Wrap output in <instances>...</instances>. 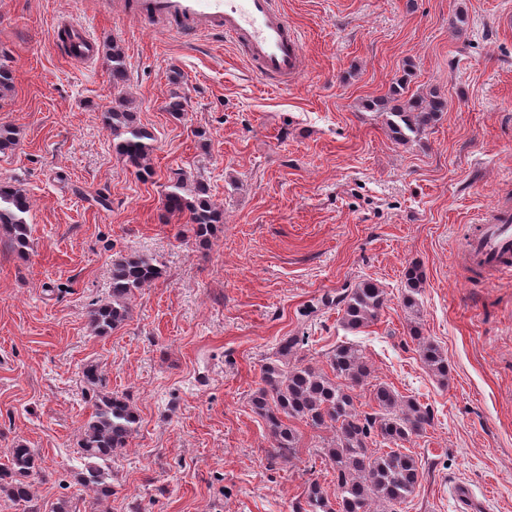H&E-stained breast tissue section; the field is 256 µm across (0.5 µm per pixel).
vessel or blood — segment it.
<instances>
[{
	"label": "vessel or blood",
	"instance_id": "obj_1",
	"mask_svg": "<svg viewBox=\"0 0 512 512\" xmlns=\"http://www.w3.org/2000/svg\"><path fill=\"white\" fill-rule=\"evenodd\" d=\"M148 16L191 23L213 30L240 47L250 67L270 86L285 89L303 70L302 38L277 0H147ZM57 43L67 58L93 62L96 45L86 30L69 21L57 29ZM473 265L512 271V208L502 207L479 219L468 244Z\"/></svg>",
	"mask_w": 512,
	"mask_h": 512
}]
</instances>
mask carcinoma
<instances>
[{
	"instance_id": "cac0c4a2",
	"label": "carcinoma",
	"mask_w": 512,
	"mask_h": 512,
	"mask_svg": "<svg viewBox=\"0 0 512 512\" xmlns=\"http://www.w3.org/2000/svg\"><path fill=\"white\" fill-rule=\"evenodd\" d=\"M109 58L112 84H125L127 67L118 44H112ZM404 91L401 80L392 86L389 99L396 105L389 109L387 122L392 140L401 145L421 137L447 111V101L435 92L407 98ZM101 120L112 135L114 151L125 164L141 178H151L154 134L121 107L106 110ZM164 207L167 213L186 218L189 232L200 241L207 240L214 226L224 221L223 211L210 201L201 179L185 172L176 173L166 186ZM28 210L25 191L1 182L0 232L20 254L29 248ZM161 274L158 263L145 255H122L113 260L108 298L93 303L88 314L96 335H106L120 326L129 314L128 300ZM422 284L421 271L409 268L403 306L415 317L420 315L417 295ZM386 305L385 291L371 279H364L336 296L339 323L348 332L369 326ZM410 335L417 341L420 360L435 375L446 378V352L421 336L417 325L410 328ZM304 342L303 336H287L280 341L275 358L262 368L260 386L250 402L252 411L265 422L281 450L292 452L298 447L293 420L316 429L331 427L336 431V438L320 449L336 469V501H331L320 485L312 482L306 491L305 512H371L375 505L384 512H397V506L414 493L421 478L418 460L411 452L403 451L402 446L423 433L431 420L429 410L417 400L379 383L372 391L376 410L357 411L354 391L371 375L359 349L346 343L330 352L328 364L334 374L331 379L312 366L294 361ZM84 376L97 391L95 411L82 425L78 440V453L85 460V469L78 477L81 486L92 493L95 506L112 496V482L100 463L128 446L138 417L124 397L108 391L106 378L97 365H88ZM40 476L38 454L18 444L9 450L7 462L0 465V496L23 506V512H40L32 490L34 480Z\"/></svg>"
}]
</instances>
